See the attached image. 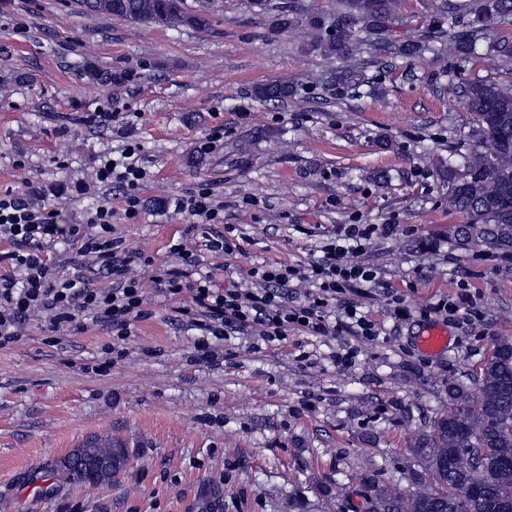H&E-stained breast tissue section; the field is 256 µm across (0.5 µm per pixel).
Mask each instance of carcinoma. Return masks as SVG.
Masks as SVG:
<instances>
[{
    "label": "carcinoma",
    "mask_w": 512,
    "mask_h": 512,
    "mask_svg": "<svg viewBox=\"0 0 512 512\" xmlns=\"http://www.w3.org/2000/svg\"><path fill=\"white\" fill-rule=\"evenodd\" d=\"M85 10L133 24L202 30L210 14L186 0H81ZM336 15H306L314 49L345 62L362 53L370 38L395 57L435 52L431 41L450 36L460 60L476 52L496 19L512 15V0H474L448 29L437 26L425 40L385 39L398 0H338ZM280 7L275 30L285 33L297 19ZM292 86L271 81L254 88L260 101L288 98ZM463 106L473 119L472 147L462 167L448 169V208L463 216L453 227L461 247L484 243L512 253V81L478 79L465 87ZM103 458H123L110 438L82 444ZM412 453L420 470L415 489L404 493L376 480L367 486V512H512V338H501L469 382H448V412L418 435Z\"/></svg>",
    "instance_id": "carcinoma-1"
}]
</instances>
